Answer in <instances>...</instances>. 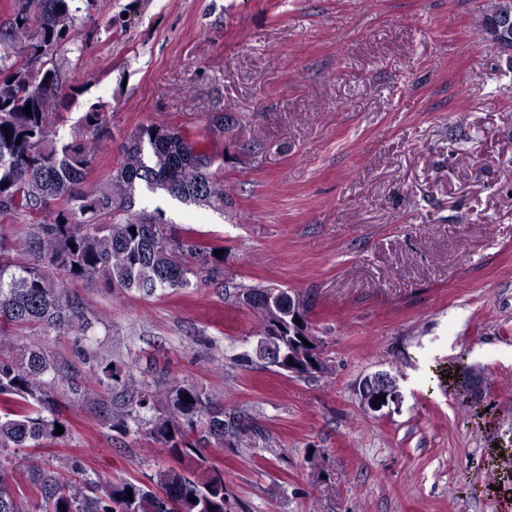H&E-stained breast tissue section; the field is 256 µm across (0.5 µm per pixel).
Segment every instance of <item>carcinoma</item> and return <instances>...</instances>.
Returning <instances> with one entry per match:
<instances>
[{"label": "carcinoma", "mask_w": 512, "mask_h": 512, "mask_svg": "<svg viewBox=\"0 0 512 512\" xmlns=\"http://www.w3.org/2000/svg\"><path fill=\"white\" fill-rule=\"evenodd\" d=\"M73 2L25 0L14 14L10 43L0 48V214L53 215L28 224L23 261L11 256V243L0 236V349L16 345V330L31 325L45 336L67 335L88 366L89 386L72 381L68 392L60 391L61 368L40 348L26 346L18 358H0V512H226L224 471L217 467L200 474L159 469L149 485L93 476L73 457L45 469L21 455L23 448L64 438L56 425L67 427L60 412L65 397L98 405L113 432L144 436L180 458L226 442L254 447L262 437L245 416L225 410L202 387L164 376L138 378L128 363L105 357L88 343L89 313L70 287L78 280L145 294L188 288L201 268L209 280H224V258L206 260L207 247L194 235L134 210L139 184L216 211L232 209L235 201L207 142L162 125L141 127L124 145L112 175L96 191L82 190L95 164L96 142L111 135V116L105 105L94 104L74 128L62 132V69L42 62L67 37ZM501 6L500 0H488L477 19L482 32ZM197 258L203 267L190 263ZM270 292L262 285H239L234 293L257 316V339L270 338L279 327L288 335L290 308L299 311L308 336H315L307 299L287 290L269 299ZM17 470L26 474L33 495L5 482Z\"/></svg>", "instance_id": "cac0c4a2"}]
</instances>
